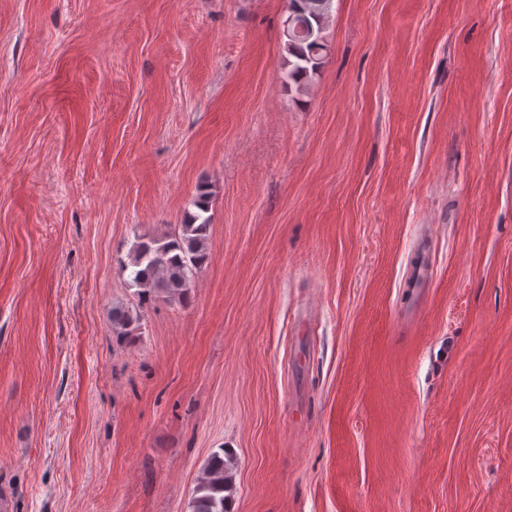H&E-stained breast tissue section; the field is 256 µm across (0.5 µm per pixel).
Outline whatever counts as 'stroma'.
<instances>
[{"instance_id": "1", "label": "stroma", "mask_w": 512, "mask_h": 512, "mask_svg": "<svg viewBox=\"0 0 512 512\" xmlns=\"http://www.w3.org/2000/svg\"><path fill=\"white\" fill-rule=\"evenodd\" d=\"M287 17L0 0L5 512H190L217 450L230 512H512V0H333L302 94ZM209 193L203 188L195 202L197 214H189L179 232L169 237L137 238L129 254L130 286L137 289L140 302L158 294L186 301L192 277L205 266L210 255L207 236L210 227ZM140 317L132 310L125 307L115 306L112 309V334L117 340L130 342L134 333L139 327Z\"/></svg>"}]
</instances>
